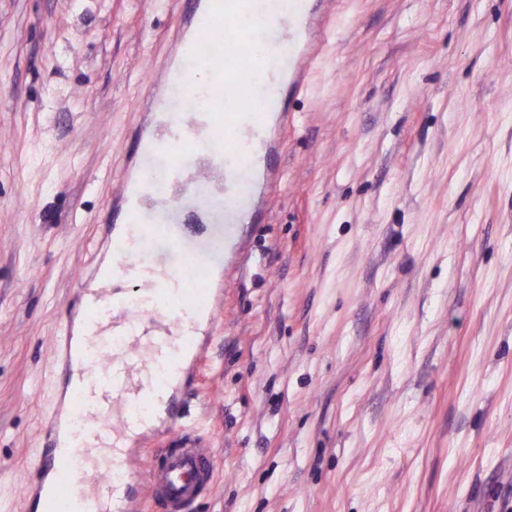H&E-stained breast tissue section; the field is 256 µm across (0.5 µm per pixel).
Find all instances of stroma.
I'll return each instance as SVG.
<instances>
[{
    "label": "stroma",
    "mask_w": 512,
    "mask_h": 512,
    "mask_svg": "<svg viewBox=\"0 0 512 512\" xmlns=\"http://www.w3.org/2000/svg\"><path fill=\"white\" fill-rule=\"evenodd\" d=\"M182 0H0V512L63 418L49 342L108 262ZM216 276L193 512H512V0H338Z\"/></svg>",
    "instance_id": "1"
}]
</instances>
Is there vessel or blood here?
<instances>
[{
    "label": "vessel or blood",
    "instance_id": "b4317fda",
    "mask_svg": "<svg viewBox=\"0 0 512 512\" xmlns=\"http://www.w3.org/2000/svg\"><path fill=\"white\" fill-rule=\"evenodd\" d=\"M331 2L290 0L287 7L262 12L258 28L252 29L243 23L250 0H187L180 29L188 60L166 70L167 93L156 103L155 123L138 134L145 168L166 163V191L157 193L150 181L122 189L133 201L127 221L148 243L150 255L131 261L126 239L112 240L114 275L142 280L152 306L133 312L99 291L95 306L84 313L92 342L82 345L68 323L54 338L67 350L64 369L80 381L70 417L82 426L67 427L64 438L48 439L38 452L36 470L66 479V487H54L50 494L64 498L68 512H125L142 487L163 512H187L212 492V448L188 424L181 390L156 383L152 375L168 362L171 340L193 333L184 324V307L169 298L184 288L188 269L209 275L242 226L260 222L257 188L277 175V127L254 120L238 99L242 49L256 36L275 48L269 62L258 67L255 92L265 112L286 120L288 93L307 87L312 66L333 34ZM220 23L231 26L234 51L199 59L205 34ZM203 73L209 82L222 83L224 96L199 108L194 98ZM155 399L163 405L166 441L138 481L126 475L125 449L140 423L130 415L114 417L112 405L130 408Z\"/></svg>",
    "mask_w": 512,
    "mask_h": 512
}]
</instances>
